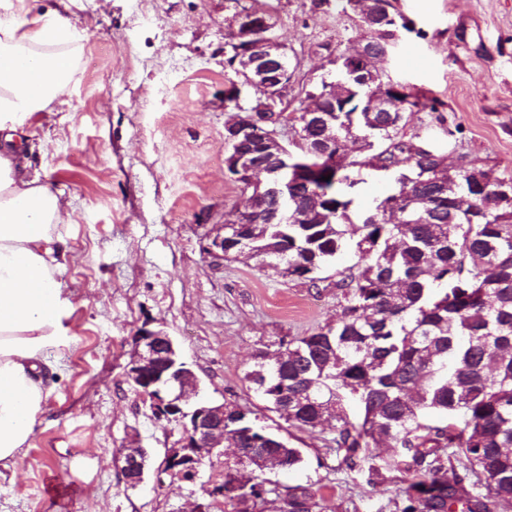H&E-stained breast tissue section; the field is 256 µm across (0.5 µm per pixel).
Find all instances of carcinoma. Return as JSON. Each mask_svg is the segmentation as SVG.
I'll list each match as a JSON object with an SVG mask.
<instances>
[{
  "label": "carcinoma",
  "mask_w": 512,
  "mask_h": 512,
  "mask_svg": "<svg viewBox=\"0 0 512 512\" xmlns=\"http://www.w3.org/2000/svg\"><path fill=\"white\" fill-rule=\"evenodd\" d=\"M371 5L379 17L356 44L333 50L325 72L346 93L333 103L323 82L309 86L336 109V155L320 154L325 128H304L307 149L293 151V160L307 169L309 184L288 186V211L308 220L271 222L277 202L268 198L224 225V238L246 233L249 258L285 278L315 287L350 246L358 270L336 272L345 300L336 323L280 339L286 360L277 367L257 350L246 379L291 427L313 431L335 419L334 451L347 469L367 474L368 484L383 469L402 473L401 512H496L500 502H512V202L497 203L495 188L512 187V178L466 159L450 174L443 153L420 150V136L403 129L407 114L429 104L404 85L394 111H369L377 84L360 71L359 50L376 57L409 29L389 0ZM349 138L361 147L344 163ZM371 140L380 143V167H392V187L373 208L357 209ZM466 172L492 181L485 194L457 204ZM351 400L360 410L354 421ZM224 431L246 452L265 433L232 404ZM381 440L391 448L382 464L372 451ZM264 451L288 471L304 462L276 433ZM263 482L242 457L224 463V503L261 496ZM283 502L281 512L317 506L302 486L288 488Z\"/></svg>",
  "instance_id": "cac0c4a2"
}]
</instances>
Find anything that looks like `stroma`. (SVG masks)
Returning a JSON list of instances; mask_svg holds the SVG:
<instances>
[{"label":"stroma","instance_id":"stroma-1","mask_svg":"<svg viewBox=\"0 0 512 512\" xmlns=\"http://www.w3.org/2000/svg\"><path fill=\"white\" fill-rule=\"evenodd\" d=\"M244 7L271 12L298 64L294 98L321 74L320 45L361 35L345 0H0V20L57 11L82 35L71 88L30 155L73 207L61 234L75 338L43 374L49 395L13 473L0 477V512H192L203 500L224 512L223 497L205 494L222 484L224 456L205 460L192 482L163 471L180 433L152 418L124 375L144 327L175 339L207 398L250 411L301 449L302 468L270 472L281 489L308 488L316 512H401L399 473L367 484L331 450L333 424L289 427L246 380L256 350L336 321L344 303L336 274L356 263L354 252L314 286L203 251L206 233L243 205L224 165V126L237 117L224 105L235 79L224 34ZM399 8L411 28L386 73L437 101L435 111L409 114L406 134L436 145L449 168L467 158L512 176V0H399ZM237 89L244 103L258 95ZM133 437L150 463L144 483L129 489L122 451Z\"/></svg>","mask_w":512,"mask_h":512}]
</instances>
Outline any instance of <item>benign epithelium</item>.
<instances>
[{"instance_id": "obj_1", "label": "benign epithelium", "mask_w": 512, "mask_h": 512, "mask_svg": "<svg viewBox=\"0 0 512 512\" xmlns=\"http://www.w3.org/2000/svg\"><path fill=\"white\" fill-rule=\"evenodd\" d=\"M232 30L246 38L241 62L233 65L235 75L242 83L261 92L253 105L254 112L272 111L270 120L276 130L263 135L260 154L275 165L274 173L288 171L289 179L302 181L303 170L288 162L290 148L303 146L300 126L319 125L328 120L314 110L302 112L303 118L294 120L295 114L276 111L278 104L288 107V90L294 74L288 68L283 43L271 34L272 25L267 12L250 10L239 13L232 23ZM293 133L288 144H283L284 131ZM254 131L248 121L236 120L225 126L224 144L230 151L225 160L227 170L236 180H244V191L257 194L283 196L288 183L275 177L263 182V167L252 159V153L243 149L245 141L253 139ZM242 247L243 238L235 236L224 241V226L213 228L204 247L205 253L215 259H224V244ZM136 351L125 367V377L136 391L148 402L152 416L181 429L179 446L168 449L163 467L166 473L182 480L192 481L198 476L203 459L224 447V404L201 400L199 380L195 372L184 362L174 339L163 330H141L134 337ZM146 452L124 456L123 477L126 485L137 487L145 480Z\"/></svg>"}]
</instances>
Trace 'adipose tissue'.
Returning <instances> with one entry per match:
<instances>
[{"label": "adipose tissue", "instance_id": "1", "mask_svg": "<svg viewBox=\"0 0 512 512\" xmlns=\"http://www.w3.org/2000/svg\"><path fill=\"white\" fill-rule=\"evenodd\" d=\"M78 38L55 13L0 21V468L29 445L48 396L41 373L48 352L67 347L72 303L59 225L72 204L51 190L27 158L29 125L65 95Z\"/></svg>", "mask_w": 512, "mask_h": 512}]
</instances>
